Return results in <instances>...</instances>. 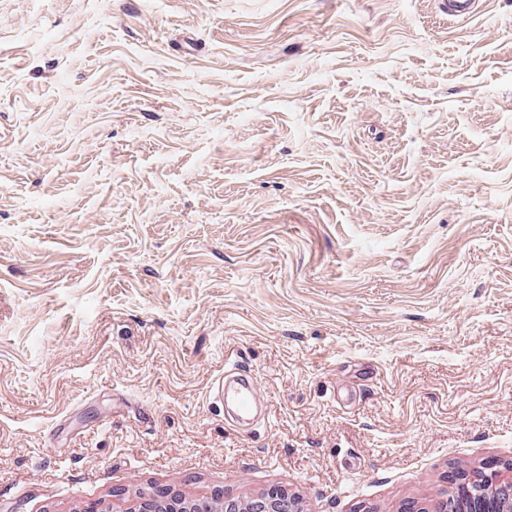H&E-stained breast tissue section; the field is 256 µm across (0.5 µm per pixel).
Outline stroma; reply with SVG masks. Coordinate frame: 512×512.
<instances>
[{
    "mask_svg": "<svg viewBox=\"0 0 512 512\" xmlns=\"http://www.w3.org/2000/svg\"><path fill=\"white\" fill-rule=\"evenodd\" d=\"M511 465L512 0H0V512ZM438 4L453 21H467L480 13L483 0H439ZM212 397L224 401V424L235 433L251 432L250 418L263 407L264 397L256 381L239 362L227 363L224 376L213 385Z\"/></svg>",
    "mask_w": 512,
    "mask_h": 512,
    "instance_id": "stroma-1",
    "label": "stroma"
}]
</instances>
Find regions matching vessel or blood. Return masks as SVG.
I'll return each mask as SVG.
<instances>
[{
    "label": "vessel or blood",
    "mask_w": 512,
    "mask_h": 512,
    "mask_svg": "<svg viewBox=\"0 0 512 512\" xmlns=\"http://www.w3.org/2000/svg\"><path fill=\"white\" fill-rule=\"evenodd\" d=\"M450 20L466 21L480 13L484 0H439ZM212 396L224 404V423L235 433L249 434L251 416L262 408L264 397L256 381L240 363L226 364L213 385Z\"/></svg>",
    "instance_id": "obj_1"
}]
</instances>
